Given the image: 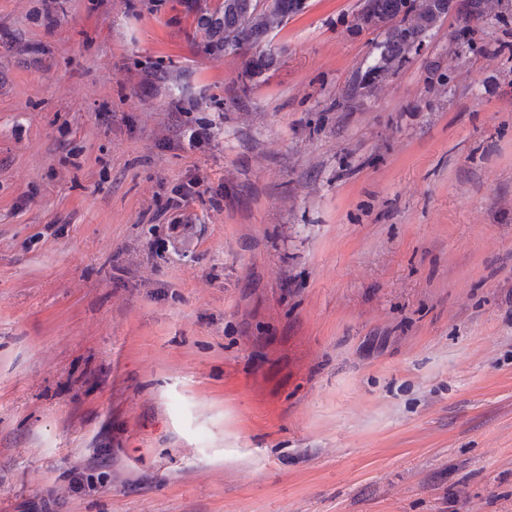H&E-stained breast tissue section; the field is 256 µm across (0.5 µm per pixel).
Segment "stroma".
<instances>
[{
	"mask_svg": "<svg viewBox=\"0 0 512 512\" xmlns=\"http://www.w3.org/2000/svg\"><path fill=\"white\" fill-rule=\"evenodd\" d=\"M305 3L251 79L192 0H0V512H512V0L355 97ZM194 183L190 182L182 186L178 190L179 198L185 201V204H181L180 201L176 200L173 204L179 213L175 216L170 224H168L169 237L177 244L180 248L188 249L191 246V240L187 236L186 230L190 224H196V216L190 213H186V207L189 200L193 196H200V192L194 191ZM194 216V217H193Z\"/></svg>",
	"mask_w": 512,
	"mask_h": 512,
	"instance_id": "1",
	"label": "stroma"
}]
</instances>
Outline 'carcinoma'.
<instances>
[{
    "label": "carcinoma",
    "mask_w": 512,
    "mask_h": 512,
    "mask_svg": "<svg viewBox=\"0 0 512 512\" xmlns=\"http://www.w3.org/2000/svg\"><path fill=\"white\" fill-rule=\"evenodd\" d=\"M362 7L381 22L384 38L376 44L374 63L364 78L351 85L353 95L364 84L395 75L408 55L448 16V0H363ZM304 8L302 0H222L213 10L200 8L197 24L205 33L204 50L209 55L245 57V72L252 79L275 62L274 56L255 49ZM492 9L490 0H467L464 19L488 24L497 18Z\"/></svg>",
    "instance_id": "obj_1"
}]
</instances>
